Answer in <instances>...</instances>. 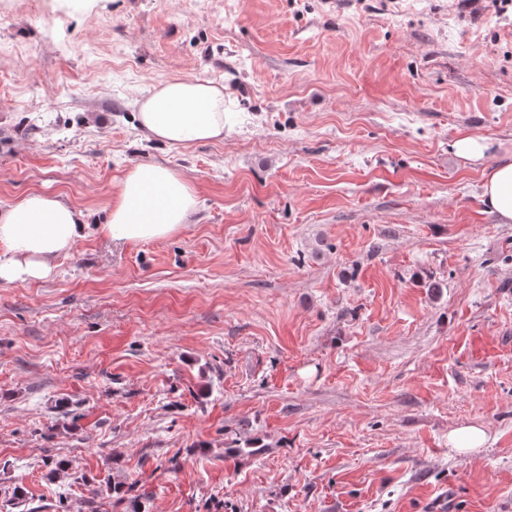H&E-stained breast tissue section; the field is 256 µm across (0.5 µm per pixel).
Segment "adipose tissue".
<instances>
[{
    "instance_id": "ef3b65f1",
    "label": "adipose tissue",
    "mask_w": 512,
    "mask_h": 512,
    "mask_svg": "<svg viewBox=\"0 0 512 512\" xmlns=\"http://www.w3.org/2000/svg\"><path fill=\"white\" fill-rule=\"evenodd\" d=\"M138 118L149 138L170 145L222 139L224 89L198 79L167 80L139 100ZM482 197L503 223L512 222V161L490 167ZM196 205L180 174L140 164L121 181L102 231L116 241L161 239L185 224ZM85 227L83 212L53 194H29L0 210V279L48 278Z\"/></svg>"
}]
</instances>
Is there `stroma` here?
I'll return each mask as SVG.
<instances>
[{
    "mask_svg": "<svg viewBox=\"0 0 512 512\" xmlns=\"http://www.w3.org/2000/svg\"><path fill=\"white\" fill-rule=\"evenodd\" d=\"M176 77L223 86V139L144 136ZM508 159L493 0H0V210L89 226L0 280V512H512ZM141 163L196 209L113 241ZM484 202L504 224L512 222V161L492 165L482 184ZM486 431L475 425L458 428L448 436L450 448L461 451H476L486 446Z\"/></svg>",
    "mask_w": 512,
    "mask_h": 512,
    "instance_id": "stroma-1",
    "label": "stroma"
}]
</instances>
